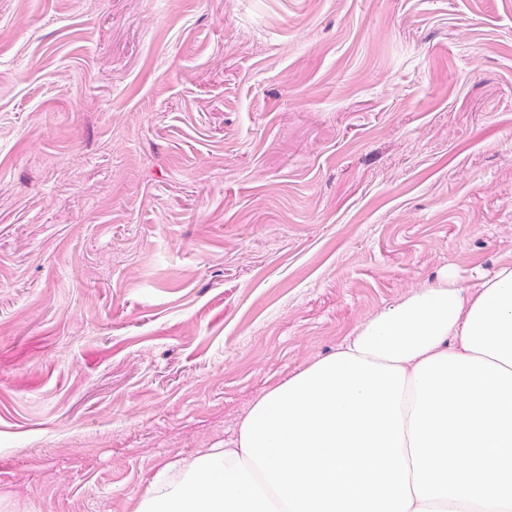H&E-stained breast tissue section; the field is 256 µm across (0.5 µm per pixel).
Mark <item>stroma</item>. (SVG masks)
<instances>
[{
    "instance_id": "1",
    "label": "stroma",
    "mask_w": 512,
    "mask_h": 512,
    "mask_svg": "<svg viewBox=\"0 0 512 512\" xmlns=\"http://www.w3.org/2000/svg\"><path fill=\"white\" fill-rule=\"evenodd\" d=\"M511 260L512 0H0V512H137Z\"/></svg>"
}]
</instances>
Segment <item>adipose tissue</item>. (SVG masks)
Listing matches in <instances>:
<instances>
[{"label": "adipose tissue", "instance_id": "adipose-tissue-1", "mask_svg": "<svg viewBox=\"0 0 512 512\" xmlns=\"http://www.w3.org/2000/svg\"><path fill=\"white\" fill-rule=\"evenodd\" d=\"M340 349L404 368L400 410L406 418L416 403L414 370L427 358L466 355L512 370V261L467 287L445 273L438 285L413 291L360 323Z\"/></svg>", "mask_w": 512, "mask_h": 512}]
</instances>
